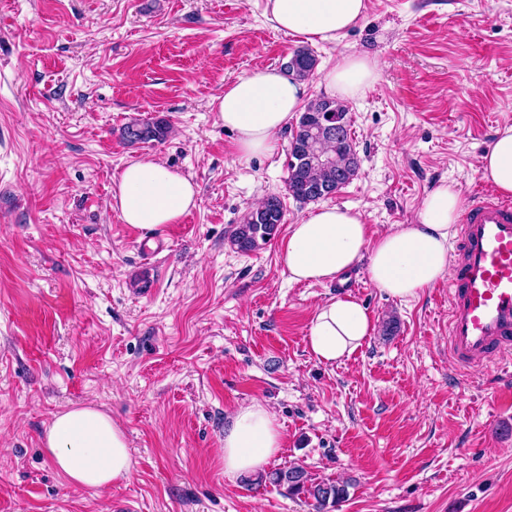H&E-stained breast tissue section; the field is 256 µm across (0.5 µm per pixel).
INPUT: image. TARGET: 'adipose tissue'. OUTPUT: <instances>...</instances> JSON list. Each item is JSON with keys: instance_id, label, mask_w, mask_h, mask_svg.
Wrapping results in <instances>:
<instances>
[{"instance_id": "1", "label": "adipose tissue", "mask_w": 512, "mask_h": 512, "mask_svg": "<svg viewBox=\"0 0 512 512\" xmlns=\"http://www.w3.org/2000/svg\"><path fill=\"white\" fill-rule=\"evenodd\" d=\"M276 29L313 45H334L364 16L366 0H267ZM378 78L369 56L338 58L325 75L329 93L341 99L362 95ZM306 95L304 82L266 68L237 78L218 97L216 110L225 129L235 134L238 158L273 153L276 134L297 112ZM481 169L494 189L512 195V124L499 127ZM116 205L124 223L154 230L178 223L196 206L195 185L165 163L144 159L122 171ZM461 200L445 183L425 197L413 223L394 225L372 235L361 211L320 205L301 223L290 225L282 262L295 283L336 280L365 263L370 281L387 296L417 297L450 271V240ZM375 325L352 297L321 304L310 324L308 345L319 362L332 364L351 355ZM283 442L275 415L255 402L241 407L224 430V474L233 478L262 473ZM44 445L56 470L71 484L100 488L128 479L132 460L127 437L111 416L93 406L54 414Z\"/></svg>"}]
</instances>
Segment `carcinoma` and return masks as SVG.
Listing matches in <instances>:
<instances>
[{
  "instance_id": "1",
  "label": "carcinoma",
  "mask_w": 512,
  "mask_h": 512,
  "mask_svg": "<svg viewBox=\"0 0 512 512\" xmlns=\"http://www.w3.org/2000/svg\"><path fill=\"white\" fill-rule=\"evenodd\" d=\"M317 65L315 55L299 49L283 64L285 73L305 80ZM348 106L335 98H319L309 102L292 129L289 141L287 191L300 203L327 199L339 193L359 173L361 159L350 133ZM168 133L162 120L132 122L123 130L130 143L161 141ZM284 223L281 200L269 196L245 217L234 230L231 243L241 252H248L267 243ZM272 481L286 485L295 493H304L314 500L316 512H332L348 495L347 485L335 481H312L300 467L279 469Z\"/></svg>"
}]
</instances>
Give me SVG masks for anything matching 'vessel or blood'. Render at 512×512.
<instances>
[{"mask_svg": "<svg viewBox=\"0 0 512 512\" xmlns=\"http://www.w3.org/2000/svg\"><path fill=\"white\" fill-rule=\"evenodd\" d=\"M448 352L475 370L512 355V200L473 196L448 275Z\"/></svg>", "mask_w": 512, "mask_h": 512, "instance_id": "vessel-or-blood-1", "label": "vessel or blood"}]
</instances>
